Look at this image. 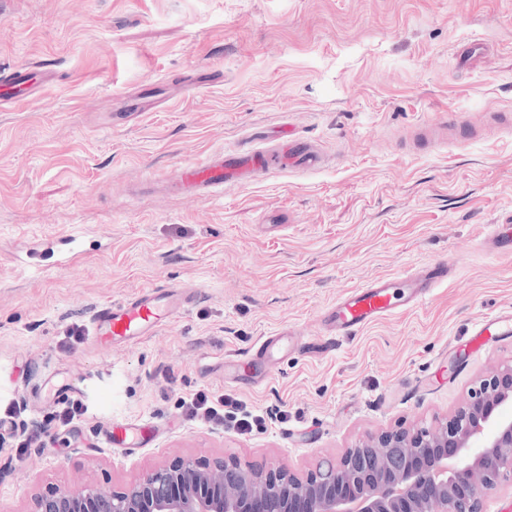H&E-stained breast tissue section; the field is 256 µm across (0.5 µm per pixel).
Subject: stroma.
I'll use <instances>...</instances> for the list:
<instances>
[{"instance_id": "stroma-1", "label": "stroma", "mask_w": 512, "mask_h": 512, "mask_svg": "<svg viewBox=\"0 0 512 512\" xmlns=\"http://www.w3.org/2000/svg\"><path fill=\"white\" fill-rule=\"evenodd\" d=\"M18 66L55 77L0 108V411L24 402L40 420L53 371L90 409L79 439L56 427L44 450L0 436V512L56 485L118 491L182 455L303 475L448 417L512 360V336L471 340L512 307V259L482 249L487 225L512 222V133L494 122L512 119V0H0V71ZM448 111L479 137L408 147ZM279 130L325 167L208 200L143 188ZM68 234L86 238L73 264L30 267L28 245ZM443 256L456 274L423 305L232 389L263 429L181 416L180 396L223 390L220 356L317 335L346 290ZM172 283L199 291L176 321L96 344L97 305ZM129 422L158 441L99 444Z\"/></svg>"}]
</instances>
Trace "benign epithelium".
<instances>
[{
	"mask_svg": "<svg viewBox=\"0 0 512 512\" xmlns=\"http://www.w3.org/2000/svg\"><path fill=\"white\" fill-rule=\"evenodd\" d=\"M512 482V362L479 379L450 417L369 435L298 475L178 456L119 491L51 486L31 512H482Z\"/></svg>",
	"mask_w": 512,
	"mask_h": 512,
	"instance_id": "obj_1",
	"label": "benign epithelium"
}]
</instances>
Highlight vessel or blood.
Instances as JSON below:
<instances>
[{"mask_svg": "<svg viewBox=\"0 0 512 512\" xmlns=\"http://www.w3.org/2000/svg\"><path fill=\"white\" fill-rule=\"evenodd\" d=\"M40 82V77L30 75L26 68L13 69L8 77L0 78V105L21 102ZM460 124L458 114H444L417 123L411 135L414 141L439 145L445 143L449 129ZM320 164V155L307 142L290 133L271 135L241 151L213 154L182 164L173 187L191 198L204 200L230 184L245 188L279 173L294 169L311 171ZM483 244L493 255L512 257V225H489ZM452 270V263L441 258L349 289L323 311V327L318 337L301 342L290 334L265 336L248 360L228 359L224 368L233 372L234 383L250 385L255 378L271 372L284 353L327 356L335 351L338 339L419 305L435 288L447 285ZM187 302L182 286L173 284L102 303L93 317L96 339L108 346L140 342L182 314ZM511 335L512 307L485 314L473 328L475 340L484 345ZM104 441L110 446L134 448L146 445L150 438L144 429L131 424L107 433Z\"/></svg>", "mask_w": 512, "mask_h": 512, "instance_id": "1", "label": "vessel or blood"}]
</instances>
